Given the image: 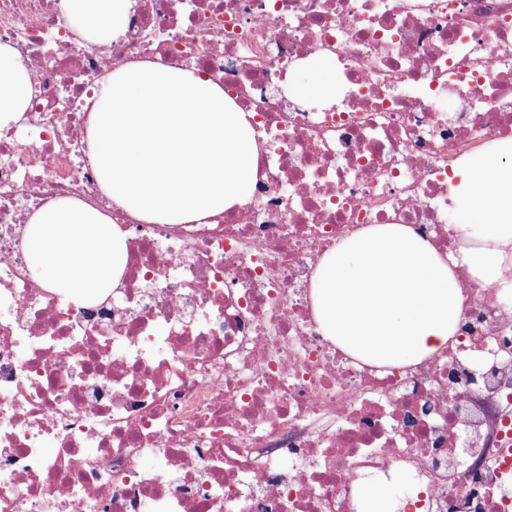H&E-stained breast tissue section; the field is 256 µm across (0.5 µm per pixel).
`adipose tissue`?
<instances>
[{"mask_svg": "<svg viewBox=\"0 0 512 512\" xmlns=\"http://www.w3.org/2000/svg\"><path fill=\"white\" fill-rule=\"evenodd\" d=\"M88 44L123 38L137 0H62ZM290 91L336 93L332 62H301ZM36 90L29 69L0 44V129L18 121ZM89 158L102 191L146 224H199L242 204L256 182L258 149L248 113L194 66L135 60L103 76L88 123ZM454 205L477 214L464 242L439 253L412 227L374 224L343 237L319 260L309 288L323 334L360 360L406 366L446 350L463 308L458 269L512 294V141L493 142L454 166ZM25 252L38 281L80 302L117 287L127 245L102 212L61 197L35 210Z\"/></svg>", "mask_w": 512, "mask_h": 512, "instance_id": "1", "label": "adipose tissue"}]
</instances>
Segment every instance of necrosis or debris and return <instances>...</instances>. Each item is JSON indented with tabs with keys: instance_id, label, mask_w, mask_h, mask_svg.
Returning a JSON list of instances; mask_svg holds the SVG:
<instances>
[{
	"instance_id": "1",
	"label": "necrosis or debris",
	"mask_w": 512,
	"mask_h": 512,
	"mask_svg": "<svg viewBox=\"0 0 512 512\" xmlns=\"http://www.w3.org/2000/svg\"><path fill=\"white\" fill-rule=\"evenodd\" d=\"M61 4L0 0L37 89L0 129V512H358L395 470L421 512H512V296L463 279L447 351L389 368L334 346L308 295L360 226L462 244L452 165L512 139V0H139L123 39L90 46ZM315 52L336 98L301 104L288 78ZM134 59L195 64L250 113L245 203L143 224L101 192L87 101ZM60 197L127 235L98 301L27 263L28 218Z\"/></svg>"
}]
</instances>
